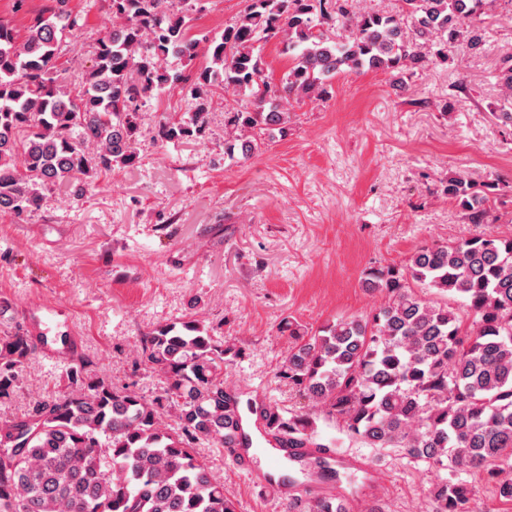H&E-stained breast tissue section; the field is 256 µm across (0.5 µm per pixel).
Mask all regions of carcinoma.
<instances>
[{"mask_svg": "<svg viewBox=\"0 0 512 512\" xmlns=\"http://www.w3.org/2000/svg\"><path fill=\"white\" fill-rule=\"evenodd\" d=\"M219 35L192 33L188 0H109L116 26L97 39L80 80L57 60L79 18L58 6L20 34L0 20V212L18 221L41 191L78 192L137 160L145 99L182 83L194 111L159 119L156 138L205 136L216 97L244 106L224 112V156L247 158L288 128V98L323 101L339 74L383 71L400 79L448 48L486 43L482 16L496 0H398L373 11L358 0H244ZM343 31L332 36L331 30ZM275 38L291 54L281 85L266 75L258 43ZM176 56L182 70L167 60ZM512 102V53L496 72ZM502 188L475 190L458 174L444 193L470 224H486ZM385 301L312 335L288 323V356L278 377L352 438L401 448L443 469H477L512 502V235L473 236L416 249L401 266L372 268ZM463 298L466 315L417 292ZM34 344L17 329L0 335V399L14 392ZM232 353L195 320L166 324L141 341L144 364L162 372L163 393L147 399L128 385L71 371L76 388L51 395L22 418L0 424V512H235L205 462L237 428L239 396L224 386ZM283 447L320 445L312 413L257 410ZM433 512H473L463 481L430 491Z\"/></svg>", "mask_w": 512, "mask_h": 512, "instance_id": "1", "label": "carcinoma"}]
</instances>
